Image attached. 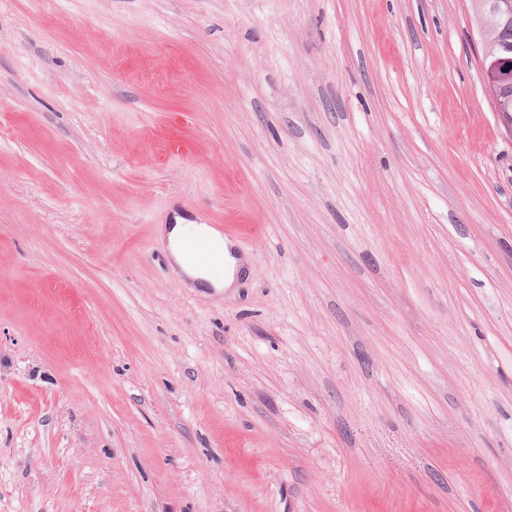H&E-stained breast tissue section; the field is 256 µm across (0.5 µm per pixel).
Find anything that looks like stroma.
I'll list each match as a JSON object with an SVG mask.
<instances>
[{
    "instance_id": "obj_1",
    "label": "stroma",
    "mask_w": 512,
    "mask_h": 512,
    "mask_svg": "<svg viewBox=\"0 0 512 512\" xmlns=\"http://www.w3.org/2000/svg\"><path fill=\"white\" fill-rule=\"evenodd\" d=\"M0 512H512L468 0H0ZM159 232L161 239L167 242L166 249L171 260L188 278L207 283L212 288H225L232 284L234 273L238 264H241V261L232 255L234 244L231 241L222 238L218 232L207 226V224H168L162 225ZM198 234L210 236L222 249L226 265L224 278L220 280L213 279L204 270L190 267L184 262L179 244L184 238ZM181 248L189 263L217 268L215 253L208 240L187 238L182 241Z\"/></svg>"
}]
</instances>
